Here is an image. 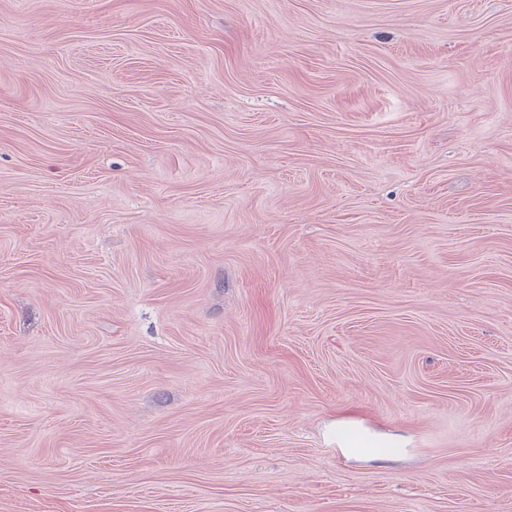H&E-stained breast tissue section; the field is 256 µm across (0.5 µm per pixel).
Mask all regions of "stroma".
<instances>
[{
    "instance_id": "stroma-1",
    "label": "stroma",
    "mask_w": 512,
    "mask_h": 512,
    "mask_svg": "<svg viewBox=\"0 0 512 512\" xmlns=\"http://www.w3.org/2000/svg\"><path fill=\"white\" fill-rule=\"evenodd\" d=\"M0 512H512V0H0Z\"/></svg>"
}]
</instances>
